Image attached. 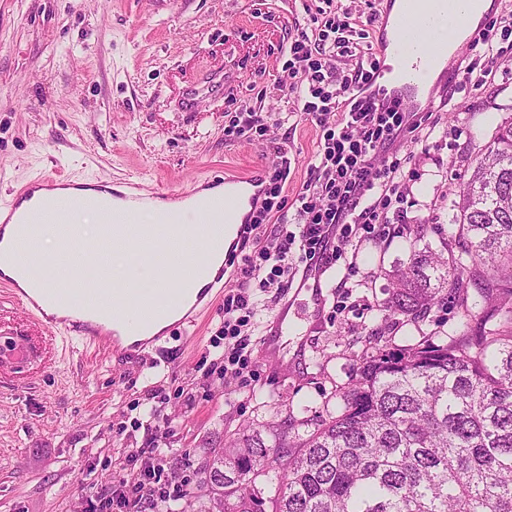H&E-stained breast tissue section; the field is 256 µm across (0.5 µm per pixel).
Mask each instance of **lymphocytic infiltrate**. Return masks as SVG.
Returning <instances> with one entry per match:
<instances>
[{
	"label": "lymphocytic infiltrate",
	"mask_w": 512,
	"mask_h": 512,
	"mask_svg": "<svg viewBox=\"0 0 512 512\" xmlns=\"http://www.w3.org/2000/svg\"><path fill=\"white\" fill-rule=\"evenodd\" d=\"M312 18L316 36L299 33L288 44L285 68L307 87L300 95V112L320 130L318 150L308 178L286 196L289 171L285 148H277L264 198L252 213L237 246L240 262L236 284L224 295L223 376L246 380L252 365V334L256 291L285 300L300 287L311 266L327 271L353 240L380 242L393 197L405 184V159L393 146L402 138L427 141L435 129L431 113L405 111L400 101L364 95L362 85L376 69V57L355 68L340 70L335 60L350 52L349 13H336L333 0H323ZM498 26L489 21L477 38L482 55L458 64L461 87L480 88L494 73L499 51ZM293 208V220L284 211ZM155 448H129L134 469L101 512H134L147 502L153 512H165V498L182 484L161 480Z\"/></svg>",
	"instance_id": "lymphocytic-infiltrate-1"
}]
</instances>
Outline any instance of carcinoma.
Instances as JSON below:
<instances>
[{
    "mask_svg": "<svg viewBox=\"0 0 512 512\" xmlns=\"http://www.w3.org/2000/svg\"><path fill=\"white\" fill-rule=\"evenodd\" d=\"M451 223L472 260L466 279L443 253L414 248L389 310L418 319L472 287L483 322L512 324V120L476 160ZM340 399L303 435L284 418L204 449L199 495L168 512H512V330L368 342ZM217 462L243 481L213 477Z\"/></svg>",
    "mask_w": 512,
    "mask_h": 512,
    "instance_id": "carcinoma-1",
    "label": "carcinoma"
}]
</instances>
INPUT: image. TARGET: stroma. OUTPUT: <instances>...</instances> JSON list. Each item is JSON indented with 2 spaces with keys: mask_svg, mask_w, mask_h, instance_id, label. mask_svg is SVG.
<instances>
[{
  "mask_svg": "<svg viewBox=\"0 0 512 512\" xmlns=\"http://www.w3.org/2000/svg\"><path fill=\"white\" fill-rule=\"evenodd\" d=\"M320 0H0V207L19 189L59 173L71 180H133L186 189L231 167L268 168L275 147L291 160L287 194L306 180L317 151L314 124L297 115L285 50L309 27ZM496 71L470 95L442 83L430 104L439 124L427 144L402 140L410 179L393 238L358 246L321 277L317 329L288 332L281 366L252 356L247 384L212 374L224 343V301L197 324L168 327L138 355L50 331L0 293V336L24 338L26 363H0V512H84L111 495L128 471L126 448L151 432V390L169 401L156 462L162 476L201 479L204 449L222 446L242 424L273 420L277 404L294 421L327 416L346 390L366 341L393 349L422 338L446 342L465 329L482 299H449L412 324L385 311L392 271L406 261L415 225L432 246L453 239L450 219L463 181L502 122L512 119V25L499 37ZM224 71V96L197 111L182 89L205 69ZM272 123L251 141L224 134L241 105ZM350 289L337 311L340 279Z\"/></svg>",
  "mask_w": 512,
  "mask_h": 512,
  "instance_id": "stroma-1",
  "label": "stroma"
}]
</instances>
